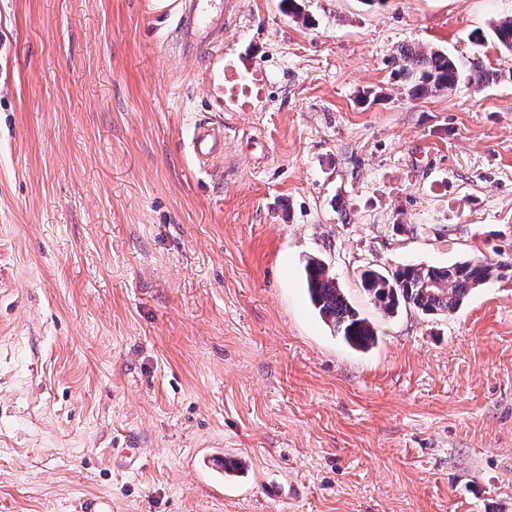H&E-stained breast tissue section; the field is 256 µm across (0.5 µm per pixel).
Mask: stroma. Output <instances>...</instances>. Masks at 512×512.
Listing matches in <instances>:
<instances>
[{
	"label": "stroma",
	"instance_id": "obj_1",
	"mask_svg": "<svg viewBox=\"0 0 512 512\" xmlns=\"http://www.w3.org/2000/svg\"><path fill=\"white\" fill-rule=\"evenodd\" d=\"M223 2L186 56L178 0H0V512H512V277L436 316L360 279L512 257V82L387 65L511 69L473 37L512 0ZM313 255L376 345L313 309ZM469 64L466 69L457 59L442 50H422L410 46L401 47L388 62L392 73L402 80L414 99L445 94L466 80L474 82L476 88L495 83L504 77L512 80V70H487L477 57L469 61ZM189 149L199 161L201 171L217 177L219 171L214 168L215 159L224 154V133L205 122H198L189 140ZM222 177V175H219Z\"/></svg>",
	"mask_w": 512,
	"mask_h": 512
}]
</instances>
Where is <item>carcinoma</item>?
Instances as JSON below:
<instances>
[{"label":"carcinoma","instance_id":"carcinoma-1","mask_svg":"<svg viewBox=\"0 0 512 512\" xmlns=\"http://www.w3.org/2000/svg\"><path fill=\"white\" fill-rule=\"evenodd\" d=\"M491 38L505 52L512 53V16L490 26L489 35L475 37L482 43ZM414 99L438 96L464 81L481 88L506 77L507 72L487 70L475 57L469 67L442 50L405 46L388 62ZM512 276V260L496 262L465 259L445 267L402 265L387 270L370 267L361 273V284L374 306L386 315L401 308H413L424 315L453 313L471 291L491 279ZM303 279L310 302L322 320L354 349L366 350L377 341L374 326L351 305L329 264L318 256L309 257L303 266Z\"/></svg>","mask_w":512,"mask_h":512}]
</instances>
